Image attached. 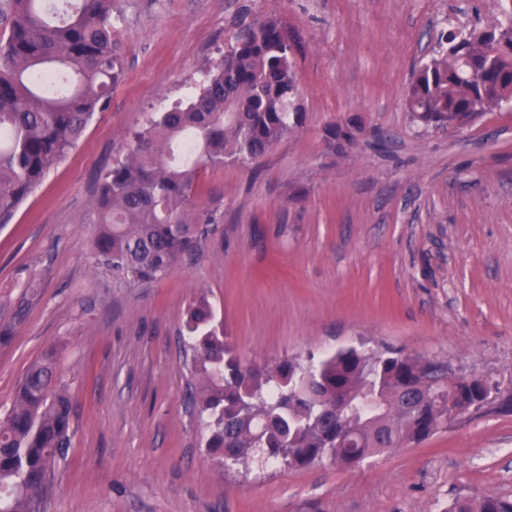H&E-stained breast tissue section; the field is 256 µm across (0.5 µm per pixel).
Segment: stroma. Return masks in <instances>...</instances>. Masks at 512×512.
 <instances>
[{
	"instance_id": "stroma-1",
	"label": "stroma",
	"mask_w": 512,
	"mask_h": 512,
	"mask_svg": "<svg viewBox=\"0 0 512 512\" xmlns=\"http://www.w3.org/2000/svg\"><path fill=\"white\" fill-rule=\"evenodd\" d=\"M124 77L84 136L0 228V297L39 295L0 350V410L59 347L74 416L44 512H448L512 500V110L422 132L405 110L430 36L455 12L494 26L496 0H116ZM288 27L303 128L257 165L210 169L217 233L160 281L96 267L100 176L130 131L198 91L241 18ZM361 117L345 152L323 128ZM206 296L257 363L395 349L498 382L502 400L353 467L208 458L181 335ZM454 512H512V501L498 497H484L474 505L469 500L457 501Z\"/></svg>"
}]
</instances>
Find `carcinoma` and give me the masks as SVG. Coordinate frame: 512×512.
<instances>
[{
	"label": "carcinoma",
	"instance_id": "1",
	"mask_svg": "<svg viewBox=\"0 0 512 512\" xmlns=\"http://www.w3.org/2000/svg\"><path fill=\"white\" fill-rule=\"evenodd\" d=\"M114 0H0V226L105 110L124 76ZM405 106L427 130L453 114L512 107V50L495 32L451 23L414 72ZM285 24L241 19L224 57L187 103L154 112L102 177L96 265L135 284L163 279L224 223L203 199L201 173L259 161L305 125ZM362 122L325 128L337 152ZM37 295L29 278L0 303V348ZM197 380L190 400L217 465L258 459L288 467H351L448 429V406L483 404L491 384H465L444 364L397 350L343 347L307 369L300 358L243 360L203 296L184 319ZM345 405L336 410V396ZM73 406L47 351L27 367L0 416V512H41L71 440ZM454 512H512V501H458Z\"/></svg>",
	"mask_w": 512,
	"mask_h": 512
}]
</instances>
